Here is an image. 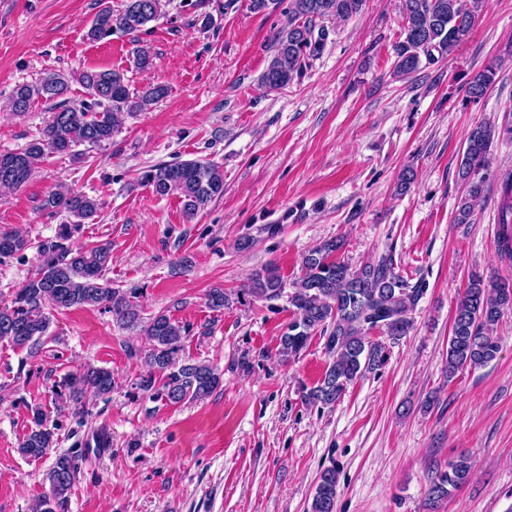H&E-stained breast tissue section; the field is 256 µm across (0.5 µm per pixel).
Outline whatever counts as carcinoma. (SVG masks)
Wrapping results in <instances>:
<instances>
[{
  "label": "carcinoma",
  "instance_id": "carcinoma-1",
  "mask_svg": "<svg viewBox=\"0 0 512 512\" xmlns=\"http://www.w3.org/2000/svg\"><path fill=\"white\" fill-rule=\"evenodd\" d=\"M365 0H290L287 24L277 33L274 56L262 73L264 87L278 90L300 75L309 60L318 56L327 38L323 22L346 20L358 14ZM482 0H402L405 18L404 39L396 46L394 73L409 75L421 62L445 57L469 35ZM162 0H124L120 12L101 10L87 31V38L100 41L115 31L137 34L162 15ZM498 63H490L468 83L467 97L477 101L494 82ZM79 81L90 101L70 107L62 102L41 136L26 147L0 153V190L21 188L39 161L58 154H69L79 146L100 147L112 141L126 112L143 110L163 97L167 89L156 86L135 97L131 95L125 73L116 69L86 70ZM68 80L53 74L36 84L17 86L12 110L27 112L38 99L52 101L66 95ZM512 128L500 130L490 124L475 126L467 138L461 157L459 176L468 184V197L461 200L455 216L458 224L469 223V199L478 195L481 184L470 181L484 163L495 135H508ZM140 182L159 195L177 194L188 217L197 214L212 200L224 195V172L219 166L198 160L158 164L143 171ZM498 211L499 254L512 256V175L500 185ZM40 209L49 213L66 212L71 223L62 224L59 237L68 238L72 230L94 217L100 209L97 199L61 186L47 195ZM30 243L11 232H0V260L27 250ZM341 239L329 240L305 254L301 275L290 282L279 268L268 264L257 271L244 291L265 301L287 298L296 317L280 338L279 356L296 359L306 348L316 329L328 333L326 348L329 365L318 385L303 395L310 405L331 406L345 395L348 386L366 373L378 369L387 358L382 342L369 333L379 328L391 340H399L413 329L410 314L423 295V288L412 285L396 271L391 257L358 269L336 259L343 248ZM112 260L111 248L99 244L92 248L65 249L59 244L40 250L34 273L17 289L8 304L0 305V339L20 350L33 351L48 336L51 318L48 308L104 307L125 323H134L139 314L126 293L104 280ZM512 306V279L485 282L475 276L458 302L451 335L448 338V378L467 368L492 361L499 345L492 327L504 309ZM186 326L166 314L151 318L145 330L149 349L145 363L150 371L136 388L167 404L201 401L220 385L221 375L206 362H187L181 352L187 338ZM65 404L78 405L88 393L105 396L112 392V372L87 366L64 375L53 386ZM31 423L19 452L34 460L45 456L56 442L55 426L48 423L44 410L30 407ZM81 455L75 451L58 455L47 473L48 488L36 499L33 512H61L80 471ZM471 464L465 456L448 463V470L431 478L429 505L434 507L460 489L469 479ZM337 494L336 469L324 470L315 486L310 512H334Z\"/></svg>",
  "mask_w": 512,
  "mask_h": 512
}]
</instances>
